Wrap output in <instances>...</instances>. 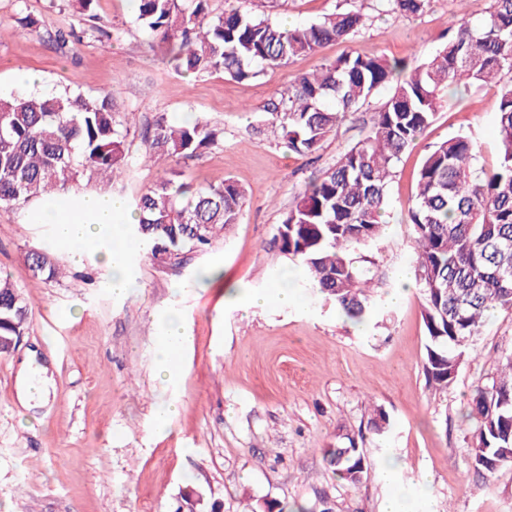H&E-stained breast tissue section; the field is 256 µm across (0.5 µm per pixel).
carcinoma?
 I'll list each match as a JSON object with an SVG mask.
<instances>
[{
  "instance_id": "obj_1",
  "label": "carcinoma",
  "mask_w": 512,
  "mask_h": 512,
  "mask_svg": "<svg viewBox=\"0 0 512 512\" xmlns=\"http://www.w3.org/2000/svg\"><path fill=\"white\" fill-rule=\"evenodd\" d=\"M387 11L419 16L431 0H382ZM463 10L448 39L422 63L350 53L296 75L287 90L264 106L265 122L289 151L320 150L330 134L380 89L389 95L368 134L341 153L310 182L277 227L275 243L304 268L300 286L332 301L339 312L363 322L377 311L379 296L353 253L380 238L387 187L402 153L433 123L442 92L476 85L498 93L497 162L477 164L476 146L465 135L448 137L423 158L409 210L415 242L414 273L423 299L427 344L426 384L444 390L496 309L512 310V0H460ZM96 0H65L88 31L105 35ZM208 0H135L137 21L151 40L167 47L180 73L223 72L256 78L330 41H346L365 24L361 10L288 26L248 13L242 0L209 15ZM129 120L112 95L63 91L0 95V206L38 215L61 192L84 193L99 178L115 181L129 162ZM223 131L198 117L160 120L145 135V161L192 158L219 144ZM245 205L244 190L230 179L193 189L164 179L136 197L137 223L127 236L149 247L162 268L180 267L187 254L204 250L232 228ZM33 276L62 274L54 253L25 255ZM29 306L18 289L0 278V354L24 331ZM470 414L480 422L473 468L488 477L512 465V354L485 385L475 389ZM336 475L353 487L366 483L372 464L349 436L324 450ZM185 512H223L191 489ZM321 495L313 507L258 500L248 512H332Z\"/></svg>"
}]
</instances>
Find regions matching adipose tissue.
<instances>
[{
	"label": "adipose tissue",
	"instance_id": "obj_1",
	"mask_svg": "<svg viewBox=\"0 0 512 512\" xmlns=\"http://www.w3.org/2000/svg\"><path fill=\"white\" fill-rule=\"evenodd\" d=\"M125 210L123 200L83 193L72 197L66 208L45 217L47 223L53 224L58 242L68 249L72 260L81 261L90 248L98 252L112 271V292L118 296L125 295L132 283L129 249L118 242L117 217ZM157 325L162 333L160 368L164 376L171 377L176 373L175 356L187 342L178 310L161 315Z\"/></svg>",
	"mask_w": 512,
	"mask_h": 512
}]
</instances>
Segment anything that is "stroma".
Listing matches in <instances>:
<instances>
[{
	"label": "stroma",
	"mask_w": 512,
	"mask_h": 512,
	"mask_svg": "<svg viewBox=\"0 0 512 512\" xmlns=\"http://www.w3.org/2000/svg\"><path fill=\"white\" fill-rule=\"evenodd\" d=\"M38 26L20 32L16 0H0V93L21 90V77L38 73L39 93L70 89L112 94L120 111L136 115L127 147L136 163L122 179L95 191L132 201L170 172L195 188L231 179L246 206L226 238L186 257L181 268H160L144 255L131 259L128 296H113L110 268L92 251L73 262L52 225L0 207V275L29 303L19 345L0 356V512H176L196 489L224 512L268 499L313 504L327 494L334 512H382L393 488L370 479L353 488L323 459L338 433L362 435L373 464L390 458L407 491L405 512H512V466L490 480L472 469L477 421L469 417L476 386L486 384L501 357L512 354V311L492 312L473 353L447 390L426 384L422 297L388 298L401 271L414 265L408 210L422 159L434 143L456 133L481 147L479 164L497 159V94L462 87L448 93L434 122L401 157L388 187L387 227L361 249L382 304L356 326L323 297L307 295V309L272 303L250 312L225 290L263 292L283 276L303 281L296 261L273 243L286 210L337 156L363 139L386 95L378 93L336 130L317 152H288L264 122L263 107L299 73L350 52L387 60L428 59L445 41L458 14L456 0H431L420 16L382 12L376 0H247L272 20L298 25L352 6L367 25L352 39L325 44L250 80L213 73L175 72L160 45L135 19L133 0H98L108 32L55 49L51 38L76 19L59 0H26ZM202 115L224 132L201 156L140 164L142 136L159 119ZM46 247L65 275L32 276L24 256ZM216 277L196 288L185 280L207 270ZM181 311L189 341L173 382L157 373L162 312ZM47 366L53 384L45 406L19 398V372L29 351ZM172 403L164 426L155 409ZM389 432L370 430L376 410Z\"/></svg>",
	"instance_id": "35a3bbf8"
}]
</instances>
